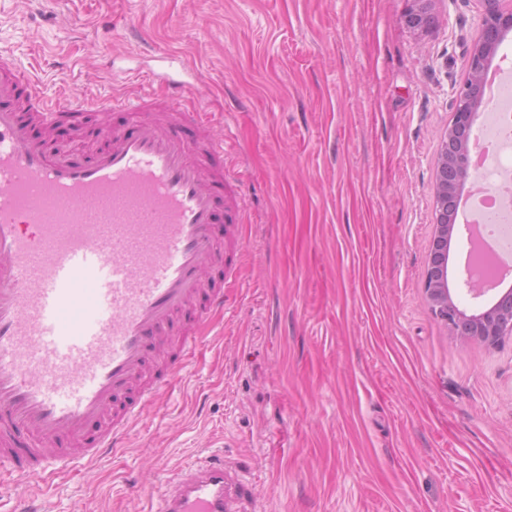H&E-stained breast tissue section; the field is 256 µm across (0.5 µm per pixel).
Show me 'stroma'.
Here are the masks:
<instances>
[{
	"mask_svg": "<svg viewBox=\"0 0 512 512\" xmlns=\"http://www.w3.org/2000/svg\"><path fill=\"white\" fill-rule=\"evenodd\" d=\"M0 0V53L88 98L183 82L241 177L226 310L123 447L0 487V512H156L224 457L234 512H512V340H453L424 292L439 134L477 0ZM121 112L89 113L75 160Z\"/></svg>",
	"mask_w": 512,
	"mask_h": 512,
	"instance_id": "obj_1",
	"label": "stroma"
}]
</instances>
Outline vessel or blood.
<instances>
[{
	"label": "vessel or blood",
	"mask_w": 512,
	"mask_h": 512,
	"mask_svg": "<svg viewBox=\"0 0 512 512\" xmlns=\"http://www.w3.org/2000/svg\"><path fill=\"white\" fill-rule=\"evenodd\" d=\"M153 81L132 99L53 100L0 54V484L118 447L224 309L223 285L203 286L207 267L241 250L224 147L183 92L157 100ZM91 106L130 117L91 162L30 133L27 112L51 126ZM179 317V353L143 384ZM160 512H230L223 456L172 474Z\"/></svg>",
	"instance_id": "1"
}]
</instances>
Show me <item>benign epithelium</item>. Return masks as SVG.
Segmentation results:
<instances>
[{"instance_id": "benign-epithelium-1", "label": "benign epithelium", "mask_w": 512, "mask_h": 512, "mask_svg": "<svg viewBox=\"0 0 512 512\" xmlns=\"http://www.w3.org/2000/svg\"><path fill=\"white\" fill-rule=\"evenodd\" d=\"M480 24L467 49L466 78L452 87L453 117L441 138L435 158V232L429 245L424 291L433 315L444 322L452 335L488 350L512 339V290L491 306L469 311L448 288V244L457 232L448 215L456 211L460 191L471 176L469 151L477 110L483 104V77L489 60L505 33L512 31V0H477ZM412 28L428 23L425 8H412L405 15Z\"/></svg>"}]
</instances>
